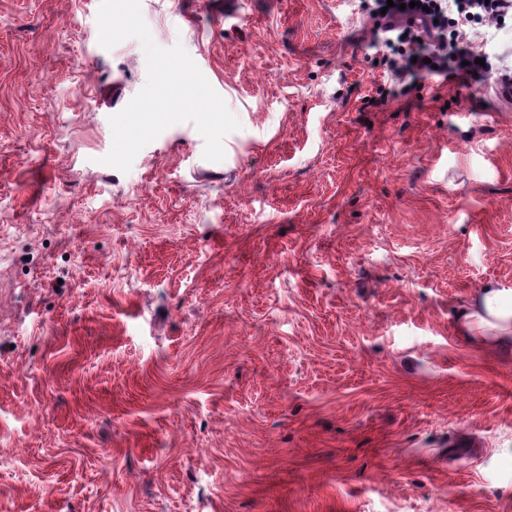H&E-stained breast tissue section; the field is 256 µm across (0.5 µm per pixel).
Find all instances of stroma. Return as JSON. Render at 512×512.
I'll use <instances>...</instances> for the list:
<instances>
[{
  "mask_svg": "<svg viewBox=\"0 0 512 512\" xmlns=\"http://www.w3.org/2000/svg\"><path fill=\"white\" fill-rule=\"evenodd\" d=\"M360 2L140 0L241 127L124 173L141 42L0 0V512H512V344L457 330L512 301V22L378 101ZM503 290L493 284L479 288L458 315V328L479 344L494 346L512 342V304L502 302ZM479 332V333H477Z\"/></svg>",
  "mask_w": 512,
  "mask_h": 512,
  "instance_id": "stroma-1",
  "label": "stroma"
}]
</instances>
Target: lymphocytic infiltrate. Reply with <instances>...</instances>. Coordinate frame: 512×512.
<instances>
[{
    "mask_svg": "<svg viewBox=\"0 0 512 512\" xmlns=\"http://www.w3.org/2000/svg\"><path fill=\"white\" fill-rule=\"evenodd\" d=\"M368 9L383 33L382 62L402 86L447 75L465 86L479 72L469 44L448 36L449 10L469 21L512 19V0H370Z\"/></svg>",
    "mask_w": 512,
    "mask_h": 512,
    "instance_id": "f902f5d3",
    "label": "lymphocytic infiltrate"
}]
</instances>
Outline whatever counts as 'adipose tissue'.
<instances>
[{"label": "adipose tissue", "mask_w": 512, "mask_h": 512, "mask_svg": "<svg viewBox=\"0 0 512 512\" xmlns=\"http://www.w3.org/2000/svg\"><path fill=\"white\" fill-rule=\"evenodd\" d=\"M502 297L495 285L479 288L458 315L459 330L485 346L512 342V305H505Z\"/></svg>", "instance_id": "obj_1"}]
</instances>
